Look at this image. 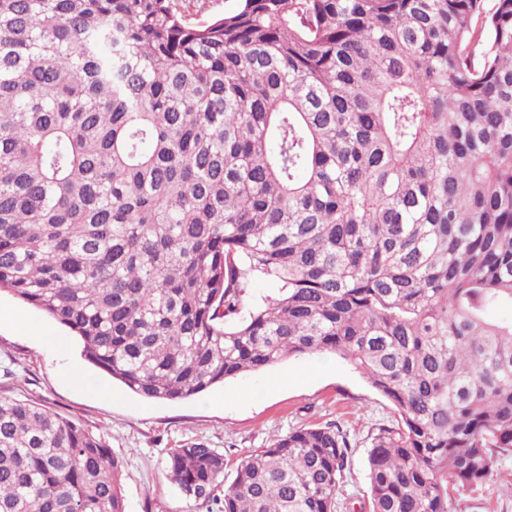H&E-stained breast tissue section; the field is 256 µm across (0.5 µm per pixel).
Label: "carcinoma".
<instances>
[{
  "mask_svg": "<svg viewBox=\"0 0 512 512\" xmlns=\"http://www.w3.org/2000/svg\"><path fill=\"white\" fill-rule=\"evenodd\" d=\"M2 289L149 400L336 354L397 414L359 512H450L512 451V0H0ZM349 448L165 467L206 512H337ZM0 512H127L119 461L1 394ZM186 0L187 13L192 21L207 20L212 17L221 16L224 12L231 11L236 8L237 0ZM204 4V8L199 11Z\"/></svg>",
  "mask_w": 512,
  "mask_h": 512,
  "instance_id": "cac0c4a2",
  "label": "carcinoma"
}]
</instances>
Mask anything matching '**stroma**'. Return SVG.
<instances>
[{
	"label": "stroma",
	"instance_id": "stroma-1",
	"mask_svg": "<svg viewBox=\"0 0 512 512\" xmlns=\"http://www.w3.org/2000/svg\"><path fill=\"white\" fill-rule=\"evenodd\" d=\"M81 343L54 321L0 292V394L46 403L101 438L121 463L128 512H206L167 476L165 452L202 442L237 461L290 431L335 423L350 450L342 497L368 492L366 439L394 420L390 402L332 354L293 357L179 402L149 401L92 367ZM456 512H512V452L483 484L458 489Z\"/></svg>",
	"mask_w": 512,
	"mask_h": 512
}]
</instances>
